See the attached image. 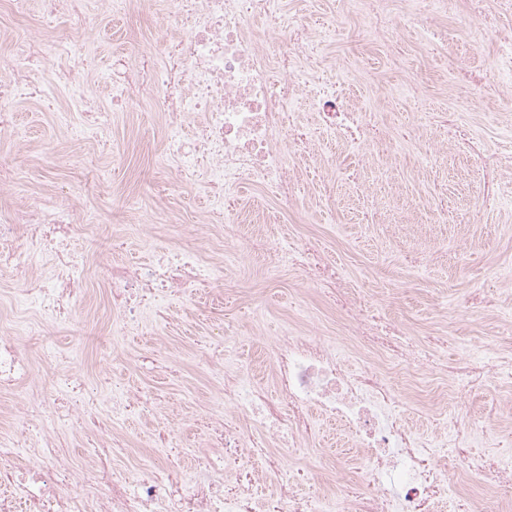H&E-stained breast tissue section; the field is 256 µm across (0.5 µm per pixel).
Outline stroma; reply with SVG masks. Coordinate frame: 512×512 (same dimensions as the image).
<instances>
[{"instance_id":"obj_1","label":"stroma","mask_w":512,"mask_h":512,"mask_svg":"<svg viewBox=\"0 0 512 512\" xmlns=\"http://www.w3.org/2000/svg\"><path fill=\"white\" fill-rule=\"evenodd\" d=\"M288 7L311 29H333L323 47L321 74L372 113L379 140L370 165L329 140L326 154L336 160L335 179L326 182L307 171L295 185L287 220L280 223H265L267 201L250 186L239 188L245 232L268 239L304 235L317 240L383 325L401 326L408 336L425 340L447 338L448 359L486 346L512 351V200L486 197L489 178L512 188V166L488 176L457 149L448 131L449 113L458 112L487 153L512 150V111L502 108L512 97V77L494 85L465 79L498 60L503 35L488 23L498 12V0H483L478 8L471 0H447L437 20L444 35L440 45L418 30L392 43L360 38L346 0H288ZM105 23L104 36L89 47L98 68L111 70L120 59L137 69V50L153 24L147 8L133 17H107ZM15 112L27 142L1 150L0 165H13L27 192L61 188L72 201L99 212L100 242L123 234L141 212L158 222L161 231L148 239L130 238V261L147 260L165 244L162 228L169 224L199 231L203 247L219 248L207 228L220 218L202 180L195 175L169 179L160 165L162 133L143 119L141 107L119 113L111 134L114 147L81 143L74 164L26 161L27 147L52 152L59 131L53 114L39 102L17 104ZM441 200L448 214L439 221L432 209ZM235 260L239 277L221 292L196 299L198 314L192 320L168 327L149 315L140 330L114 338L106 317L89 332L62 326L53 337L68 366L88 373L104 415H111L113 405L132 387L153 392L160 407L179 410L185 443L181 465L187 472L211 443L197 416L218 406L205 356L193 348L195 339L215 322L242 324L241 336L227 346V358L248 379L266 385L269 343L287 323L334 318L321 295L296 272L268 276L265 249ZM476 293L495 304L496 318H486L481 303L472 302ZM149 352L155 354V364L141 362ZM414 378L427 387L426 395L410 392V377H389L401 398L398 412L414 424L438 429L445 409L440 392L447 378L435 369L416 370ZM464 411L491 424L498 432V451L512 457V425L501 421L512 412V385L490 383L465 400Z\"/></svg>"}]
</instances>
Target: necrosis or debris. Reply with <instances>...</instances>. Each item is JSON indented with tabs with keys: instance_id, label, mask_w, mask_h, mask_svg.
I'll return each instance as SVG.
<instances>
[{
	"instance_id": "obj_1",
	"label": "necrosis or debris",
	"mask_w": 512,
	"mask_h": 512,
	"mask_svg": "<svg viewBox=\"0 0 512 512\" xmlns=\"http://www.w3.org/2000/svg\"><path fill=\"white\" fill-rule=\"evenodd\" d=\"M443 4L430 0L427 12L417 13L396 0H352L362 35L387 40L432 30ZM137 7L138 0H0L6 12L36 17L34 26L0 33L10 48L8 58L0 57L7 70L0 81V135H19L13 104L49 100L36 79L47 66L69 100L55 123L73 140L106 141L114 112L147 102L148 119L163 128L166 173L175 180L203 175L213 209L224 214L228 245L266 246L271 272L299 271L331 295L349 327L342 342L362 367L347 369L332 343L292 323L270 344L273 395L261 393L223 359L213 360L209 371L222 400L208 422L214 449L198 458L192 474L153 455L140 456L131 469H114L113 457L127 448L108 425L83 464L73 465L57 448L54 431L65 426L86 435L100 404L82 374L65 369L46 339L61 325L88 328L83 299L91 271L109 288L111 333L122 336L168 294L192 296L223 285L231 270L220 256L205 260L182 245L145 266L122 260L119 238L104 249L80 252L71 243L93 239L99 214L52 190L27 194L21 204L0 207V279L18 282V301L32 314L23 325H0V413L10 422L0 434V512H436L447 500L453 512H512V463L492 449L495 430L478 429L458 411L487 383H512V355L476 363L463 354L445 366L448 420L439 429L393 418L398 396L384 368L414 366L422 343L380 332L364 319L356 289L336 275L311 240L269 245L245 236L239 209L227 202L248 184L281 206L292 197L298 162L314 140L373 131L369 113L349 107L335 84L318 75L325 34L304 27L284 0H153L151 13L160 25L153 49L141 54V68L127 77L101 72L87 44L99 39L105 15L127 16ZM255 18L266 24L264 37L249 27ZM102 83L112 87L108 109L95 99ZM302 95L318 115L316 129L292 115ZM31 340L40 341L38 352L28 349ZM317 414L342 432L364 481L361 491L300 498L297 477L285 470L278 449L256 447L257 429L273 440L305 443ZM478 436L480 448L474 445ZM231 455L258 462L275 477V491L250 473L227 480L224 462ZM477 478L497 490L496 499L468 494Z\"/></svg>"
}]
</instances>
